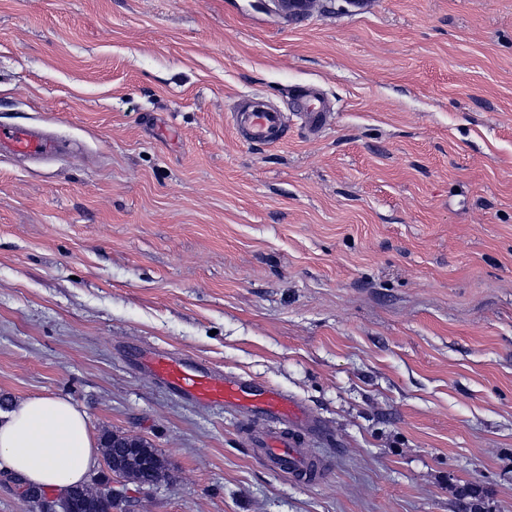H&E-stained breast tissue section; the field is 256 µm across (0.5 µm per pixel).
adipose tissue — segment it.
I'll return each instance as SVG.
<instances>
[{
  "mask_svg": "<svg viewBox=\"0 0 512 512\" xmlns=\"http://www.w3.org/2000/svg\"><path fill=\"white\" fill-rule=\"evenodd\" d=\"M98 450L85 412L62 396H35L0 414V469L61 492L83 485Z\"/></svg>",
  "mask_w": 512,
  "mask_h": 512,
  "instance_id": "adipose-tissue-1",
  "label": "adipose tissue"
}]
</instances>
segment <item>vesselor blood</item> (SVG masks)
Returning <instances> with one entry per match:
<instances>
[{
  "label": "vessel or blood",
  "instance_id": "1",
  "mask_svg": "<svg viewBox=\"0 0 512 512\" xmlns=\"http://www.w3.org/2000/svg\"><path fill=\"white\" fill-rule=\"evenodd\" d=\"M327 106L326 98L317 92L309 91L301 97L298 112L309 132L323 128ZM231 117L240 137L248 142L275 143L288 133L284 112L265 106L256 96L239 99ZM58 151L57 141L34 126L0 125L1 154L47 158ZM142 364L161 384L186 401L219 406L273 423V431L256 447L270 469L298 482L318 480L324 473L325 461L311 449L301 447L298 439L299 434L316 430L317 423L302 403L288 393L253 385L239 376L216 372L203 364L166 353L144 355Z\"/></svg>",
  "mask_w": 512,
  "mask_h": 512
}]
</instances>
